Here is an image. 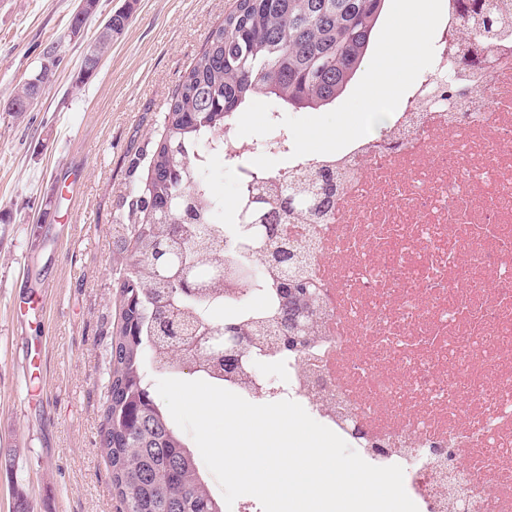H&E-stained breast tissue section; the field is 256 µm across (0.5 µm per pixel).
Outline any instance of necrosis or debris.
I'll return each mask as SVG.
<instances>
[{
    "instance_id": "obj_1",
    "label": "necrosis or debris",
    "mask_w": 512,
    "mask_h": 512,
    "mask_svg": "<svg viewBox=\"0 0 512 512\" xmlns=\"http://www.w3.org/2000/svg\"><path fill=\"white\" fill-rule=\"evenodd\" d=\"M490 7L447 0L434 61L381 135L296 158L280 125L256 143L232 129L196 160L220 244L247 259L254 186L326 173L325 212L282 227L306 246L317 332L296 351L246 354L247 375L226 388L295 401L368 463L402 466L418 512H512V16L493 37L469 36ZM453 37L464 48L452 60ZM260 152L283 165H260ZM219 161L236 178L227 207ZM272 305L260 273L224 289L218 308Z\"/></svg>"
}]
</instances>
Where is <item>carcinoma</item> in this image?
<instances>
[{"label":"carcinoma","mask_w":512,"mask_h":512,"mask_svg":"<svg viewBox=\"0 0 512 512\" xmlns=\"http://www.w3.org/2000/svg\"><path fill=\"white\" fill-rule=\"evenodd\" d=\"M386 2L235 0L171 97L159 137L147 143V176L123 219L130 263L118 282L123 308L112 334L101 435L123 512H224L223 502L199 476L190 447L151 392L152 373L188 365L159 342L157 327L193 323L198 333L217 336L229 326L242 337L244 349L261 343L269 321L280 336L293 335L292 314L309 301L305 292L284 288L280 258V222L323 208L313 178L301 173L285 190L261 184L263 207L251 208L258 220L253 243L267 262L278 301L269 319L243 325H226L222 317L210 321L204 311L223 284L200 274L192 291L179 286L185 269L200 272L222 262L224 280L246 284L252 277L250 264L224 262V251L216 246L193 152H202L207 137L223 133L259 93L296 112L335 104L377 39ZM57 62L53 46L33 80L47 84ZM161 244L170 248V262L158 272L153 256Z\"/></svg>","instance_id":"1"}]
</instances>
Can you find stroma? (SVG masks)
<instances>
[{
    "label": "stroma",
    "mask_w": 512,
    "mask_h": 512,
    "mask_svg": "<svg viewBox=\"0 0 512 512\" xmlns=\"http://www.w3.org/2000/svg\"><path fill=\"white\" fill-rule=\"evenodd\" d=\"M234 0H97L80 33L79 0H0V106L58 44L35 107L0 109V512L23 490L33 512H119L100 449L110 340L127 254L117 223L168 103ZM131 23L97 75L74 77L115 10ZM51 300L26 314L30 288ZM38 358L24 378V354Z\"/></svg>",
    "instance_id": "stroma-1"
}]
</instances>
